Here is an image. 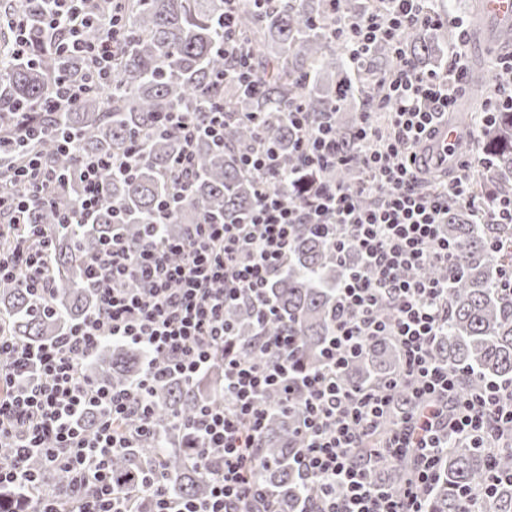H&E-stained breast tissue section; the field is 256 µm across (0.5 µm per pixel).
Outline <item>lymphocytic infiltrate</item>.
I'll use <instances>...</instances> for the list:
<instances>
[{"label":"lymphocytic infiltrate","mask_w":512,"mask_h":512,"mask_svg":"<svg viewBox=\"0 0 512 512\" xmlns=\"http://www.w3.org/2000/svg\"><path fill=\"white\" fill-rule=\"evenodd\" d=\"M380 2L378 10L337 16L330 32L349 61L361 60L379 43L400 57L397 70L379 80L376 95L363 99L347 141L336 137L335 113L315 117L302 101L290 103L297 165L289 167L261 139L247 149L242 164L256 181V195L239 223L204 218L171 238L163 228L173 210L162 206L139 245L116 236L86 257L87 285L98 304L81 321L67 324L56 340L25 345L0 320V447L7 452L0 457V487L17 489L25 502L35 503L34 512H135L143 496L153 501V512H250L262 464L257 448L269 414L266 395L274 389L301 414L292 465L304 481L322 489L317 512H425L424 492L436 480L448 437L481 446L512 434V384L491 381L461 396L458 373L435 360L433 344L448 321V283L424 273L456 258L458 249L444 232L450 205L471 209L478 224H511L512 195L490 208L474 207L470 175L487 165L476 156L462 157L446 184L425 190L417 157L467 91L465 55L452 54L440 70L418 68L402 57V36L418 26L441 27L444 16L424 9L422 0ZM99 3L47 0L38 16L42 27L59 33L60 53L85 60L82 76L54 78L40 111L64 115L91 88L111 82L120 32L101 21ZM240 7L241 0L224 5V78L252 89L258 81L251 56L237 38ZM97 25L101 37L87 39V30ZM376 112L386 113V129L375 126ZM151 131L173 132L182 140L170 174L176 194L184 196L197 176L195 143L203 136L223 137L224 111L212 106L205 112H165ZM143 152L137 138L116 156H76L81 205L71 223H91L103 175H129ZM341 167L356 169L358 178L330 180L329 172ZM12 178L25 184L27 194L13 198L0 187V216H8L11 233L9 245L0 248V280L16 281L43 306L52 288V240L25 214L47 201L60 178L36 153L26 156ZM367 195L375 197L373 206L361 205ZM300 224L326 238L340 262L357 260L336 289L332 330L311 367L302 363L287 327L259 335L251 357L224 318L227 305L247 302L260 323L276 319L264 290L286 265ZM386 307L391 316L383 315ZM383 338L399 350V371L376 388L344 383L353 360ZM106 341L139 347L152 359L162 357L166 367L156 369L151 360L130 384L98 385L82 366ZM218 363L224 367L223 387L191 419L172 420L195 443L192 461L210 478L208 497L179 496L158 474L130 487L114 484L113 455L155 437L154 385L168 373L196 381ZM400 394L411 399V412L395 423L382 447L367 449L377 464L415 451V478L394 489L374 484L356 452L383 425ZM91 411L97 424L89 430L83 419ZM36 455L64 474L63 498L41 493L29 467Z\"/></svg>","instance_id":"obj_1"}]
</instances>
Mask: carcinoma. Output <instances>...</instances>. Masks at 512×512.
Here are the masks:
<instances>
[{"mask_svg":"<svg viewBox=\"0 0 512 512\" xmlns=\"http://www.w3.org/2000/svg\"><path fill=\"white\" fill-rule=\"evenodd\" d=\"M332 14L329 0L242 3L238 36L254 53L260 85L258 95L246 96L237 84L217 80L224 74V0H123L114 10L118 27L125 32L112 55L115 83L94 89L75 111L47 121L39 141L6 152L0 176L31 151L67 176L75 158L58 149L67 136H76L82 154L117 155L132 138L148 130L157 113L201 112L205 105L220 102L224 104V141L202 138L196 142L197 181L191 193L175 204L174 217L164 232L179 236L184 225L195 224L209 213L226 224H236L255 201V185L241 167L240 154L256 136L274 144L293 166L297 155L295 135L285 117L288 104L301 100L315 117L342 111L334 106L336 89L344 84L349 63L342 48L328 38ZM27 39L28 59L0 56V114L20 106L36 108L48 95L50 76L77 77L84 70L83 57L56 53L41 27L29 26ZM403 49L419 67L437 69L444 64L443 37H430L424 29L408 30ZM371 55L378 59V71L398 66L397 58L380 45ZM239 112L262 113L261 132L240 121ZM483 146L499 179L489 186L477 173L473 188L479 200L491 205L496 195H512V112L499 113L484 135ZM182 147L176 136L151 137L133 175L105 178L104 201L93 224H63L80 207V188L73 182L53 193L50 202L31 208L29 223L45 225L53 237V288L49 306L34 308L25 289L14 282H0V311L5 312L14 339L35 344L53 341L63 326L96 307L97 298L86 285L85 257L114 234L132 244L141 241L158 202L174 195L163 174ZM446 229L448 240L458 247L457 263L448 269L434 265L426 270L428 276L449 282L448 324L436 337L434 356L462 374L458 392L466 394L488 381H512V300L496 286L498 273L512 268V224H474L466 211L451 206ZM492 242L498 250L491 254ZM344 273L325 241L301 225L288 268L268 288L277 318L261 327L256 311L245 304L226 308L224 317L245 346L261 330L271 334L288 325L303 360L310 364L330 332L336 284ZM146 360V352L136 346L105 342L92 353L90 373L101 385L119 387L137 378ZM399 366L398 349L383 339L353 361L344 379L376 387ZM220 380L221 373L215 370L190 385L178 377L169 378L152 391L163 469L180 496L203 498L210 483L205 473L188 462L189 438L171 426V419L175 415L190 419ZM281 399L278 391L266 397L271 412L258 455L267 466L258 471L256 485L273 492L275 512H297L303 502H317L321 491L303 482L289 464L290 451L297 446V415L282 407ZM155 453L154 448H133L113 457L112 479L125 485L141 481ZM488 463V449L449 440L439 462L438 481L426 496V512H464L465 494L479 493L487 486ZM415 465L416 457L409 455L376 467L371 477L396 487ZM32 466L39 471L45 490L63 489L58 472L41 468L37 461ZM481 510L512 512V482L498 484L481 501Z\"/></svg>","mask_w":512,"mask_h":512,"instance_id":"carcinoma-1","label":"carcinoma"}]
</instances>
